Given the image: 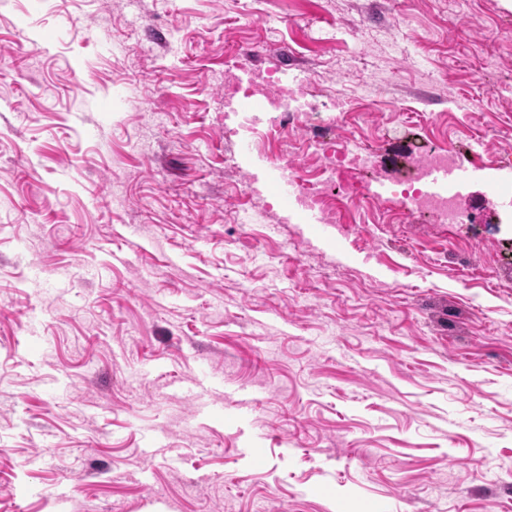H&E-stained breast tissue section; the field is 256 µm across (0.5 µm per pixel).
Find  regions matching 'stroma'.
Returning a JSON list of instances; mask_svg holds the SVG:
<instances>
[{"label": "stroma", "instance_id": "obj_1", "mask_svg": "<svg viewBox=\"0 0 512 512\" xmlns=\"http://www.w3.org/2000/svg\"><path fill=\"white\" fill-rule=\"evenodd\" d=\"M505 23L512 0H0V512H512ZM231 58L424 114L347 120L390 193L427 141L479 149L473 222L285 223L269 151L224 137Z\"/></svg>", "mask_w": 512, "mask_h": 512}]
</instances>
